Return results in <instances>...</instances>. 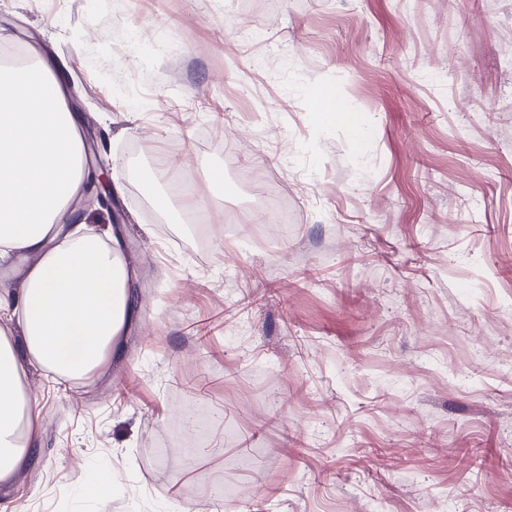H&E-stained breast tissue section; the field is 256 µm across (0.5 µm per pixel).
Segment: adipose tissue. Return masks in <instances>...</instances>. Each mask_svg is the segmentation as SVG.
<instances>
[{
	"label": "adipose tissue",
	"mask_w": 512,
	"mask_h": 512,
	"mask_svg": "<svg viewBox=\"0 0 512 512\" xmlns=\"http://www.w3.org/2000/svg\"><path fill=\"white\" fill-rule=\"evenodd\" d=\"M87 146L81 121L37 59L0 62V487L41 439L29 371L89 383L111 365L135 299L124 245L91 232L76 196Z\"/></svg>",
	"instance_id": "1"
}]
</instances>
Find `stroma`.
<instances>
[{
	"mask_svg": "<svg viewBox=\"0 0 512 512\" xmlns=\"http://www.w3.org/2000/svg\"><path fill=\"white\" fill-rule=\"evenodd\" d=\"M241 2L0 0V59L52 58L120 179L80 206L139 299L93 386L29 375L42 442L0 512H93L99 465L108 512H512V0ZM177 171L208 225L157 207ZM258 187L288 228L231 235ZM117 486L112 470L100 467L95 470L91 484L85 489V494L95 501L97 512H107V506L112 501V495Z\"/></svg>",
	"mask_w": 512,
	"mask_h": 512,
	"instance_id": "stroma-1",
	"label": "stroma"
}]
</instances>
